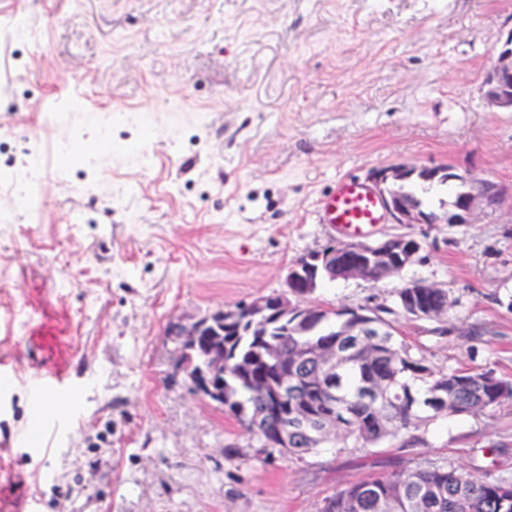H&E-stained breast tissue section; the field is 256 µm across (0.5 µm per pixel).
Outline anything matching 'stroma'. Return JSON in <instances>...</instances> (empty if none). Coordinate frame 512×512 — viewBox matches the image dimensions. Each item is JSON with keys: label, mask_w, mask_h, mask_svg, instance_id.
Returning <instances> with one entry per match:
<instances>
[{"label": "stroma", "mask_w": 512, "mask_h": 512, "mask_svg": "<svg viewBox=\"0 0 512 512\" xmlns=\"http://www.w3.org/2000/svg\"><path fill=\"white\" fill-rule=\"evenodd\" d=\"M511 31L512 0H0V512H321L386 461L512 472V402L412 448H261L193 390L172 334L285 291L292 261L344 240L317 212L338 179L448 166L500 206L378 225L418 239L416 261L315 298L440 285L456 334L404 318L405 341L512 380V112L480 93Z\"/></svg>", "instance_id": "35a3bbf8"}]
</instances>
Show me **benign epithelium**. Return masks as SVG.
Instances as JSON below:
<instances>
[{
  "instance_id": "1",
  "label": "benign epithelium",
  "mask_w": 512,
  "mask_h": 512,
  "mask_svg": "<svg viewBox=\"0 0 512 512\" xmlns=\"http://www.w3.org/2000/svg\"><path fill=\"white\" fill-rule=\"evenodd\" d=\"M493 55L496 61L481 81L482 99L493 109L512 112V31L494 48ZM415 176L429 181L448 178L460 182L461 190L444 216L432 215L391 191V186ZM370 181L382 198L386 214L395 224H471L477 211L492 210L501 202V192L495 183L463 177L447 167H382L372 172ZM420 250L421 243L417 239L391 235L375 242L350 240L309 252L288 266L286 292L259 295L246 304L243 311L222 309L188 326L178 327L176 335L180 338L182 352L188 355V347H197L202 329L214 319H222L226 325L241 324L242 312L245 311L249 313L251 326L266 327L269 315L274 314L278 319L288 316L304 297L310 295L318 282L338 276L373 282L394 277L414 262ZM355 329L359 336H383L386 333V327L371 319L357 323ZM183 366L186 372L206 385L213 401L224 398V393L209 383V377L224 366L221 355L211 352L204 363L197 364L188 359ZM266 413L280 420L279 448L288 447V442L296 440L299 433L313 434L327 428L323 422L315 423L309 416L288 413V406L281 402L270 404Z\"/></svg>"
}]
</instances>
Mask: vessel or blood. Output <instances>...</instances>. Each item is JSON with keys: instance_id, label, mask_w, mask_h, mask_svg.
Listing matches in <instances>:
<instances>
[{"instance_id": "1", "label": "vessel or blood", "mask_w": 512, "mask_h": 512, "mask_svg": "<svg viewBox=\"0 0 512 512\" xmlns=\"http://www.w3.org/2000/svg\"><path fill=\"white\" fill-rule=\"evenodd\" d=\"M323 223L353 232L366 233L382 223L384 207L372 187L348 179H339L318 205Z\"/></svg>"}]
</instances>
